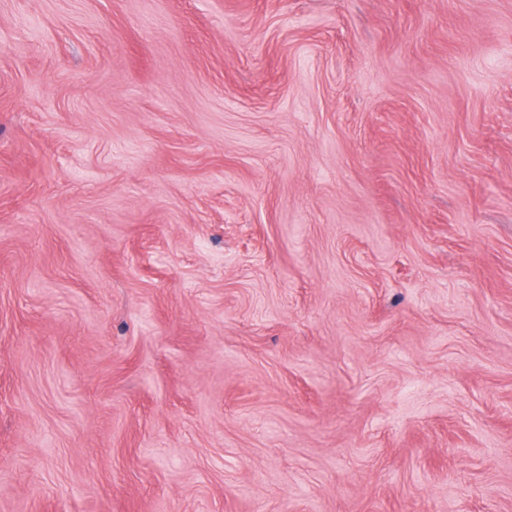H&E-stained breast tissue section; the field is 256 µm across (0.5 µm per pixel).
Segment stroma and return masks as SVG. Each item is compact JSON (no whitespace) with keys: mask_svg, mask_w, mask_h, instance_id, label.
<instances>
[{"mask_svg":"<svg viewBox=\"0 0 512 512\" xmlns=\"http://www.w3.org/2000/svg\"><path fill=\"white\" fill-rule=\"evenodd\" d=\"M0 512H512V0H0Z\"/></svg>","mask_w":512,"mask_h":512,"instance_id":"stroma-1","label":"stroma"}]
</instances>
